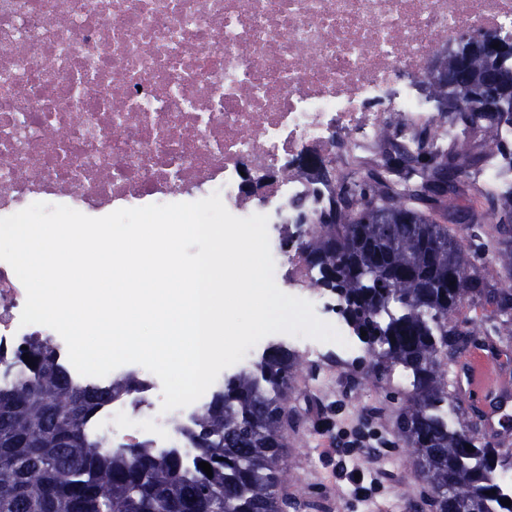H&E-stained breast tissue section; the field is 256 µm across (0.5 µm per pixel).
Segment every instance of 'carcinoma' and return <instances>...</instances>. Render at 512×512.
Listing matches in <instances>:
<instances>
[{
    "label": "carcinoma",
    "mask_w": 512,
    "mask_h": 512,
    "mask_svg": "<svg viewBox=\"0 0 512 512\" xmlns=\"http://www.w3.org/2000/svg\"><path fill=\"white\" fill-rule=\"evenodd\" d=\"M493 57L483 51L446 54L441 64L455 73L448 88L429 83L434 98L466 124L469 113L502 90L484 81ZM492 137L471 152L462 142L441 154L390 152L384 163H360L342 184L361 211H346L322 224L305 242L320 277L310 287L329 290L339 312L366 345L368 373L400 365L412 375L403 397L400 433L415 476L434 493L436 512H512L501 504L497 448L477 444L463 416L450 422L443 404L448 359L465 346L448 324L467 298L492 307L495 335H512V185L496 195L471 180L493 162L512 170V151L498 131L512 129V112L487 115ZM470 206H457L461 196ZM492 228L474 231V252L495 254L491 267L471 262L455 234L436 217ZM366 336H361V331ZM25 374L0 387V512H284L279 494L288 472L279 466L286 438L282 418L301 356L271 343L258 361L224 379L210 402L178 429L194 448L192 465L176 450L159 454L142 441L112 449L90 435L87 424L117 396H134L139 378L126 375L106 387L75 381L57 359L55 345L37 340ZM471 448H465V445ZM210 464L209 477L198 463Z\"/></svg>",
    "instance_id": "1"
}]
</instances>
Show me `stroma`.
I'll use <instances>...</instances> for the list:
<instances>
[{
  "label": "stroma",
  "instance_id": "35a3bbf8",
  "mask_svg": "<svg viewBox=\"0 0 512 512\" xmlns=\"http://www.w3.org/2000/svg\"><path fill=\"white\" fill-rule=\"evenodd\" d=\"M452 321L470 333L461 355L448 363L449 372L463 377L475 353L491 358L501 380L498 394L484 397L458 390L457 401L474 424L478 443L512 454V426H503L497 413L512 412V339L494 336L479 304H462ZM365 346L342 366L302 360L288 394L292 415L285 427L284 467L288 481L283 491L294 506L291 512H409L430 489L413 474L398 433L401 398L410 381L401 366L381 378L368 376ZM365 454L359 477H351V458ZM383 480L374 483L373 470Z\"/></svg>",
  "mask_w": 512,
  "mask_h": 512
}]
</instances>
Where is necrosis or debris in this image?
Wrapping results in <instances>:
<instances>
[{"mask_svg":"<svg viewBox=\"0 0 512 512\" xmlns=\"http://www.w3.org/2000/svg\"><path fill=\"white\" fill-rule=\"evenodd\" d=\"M481 27L512 37V0H0V217L35 202L90 217L220 193L237 217L267 216L274 279L342 334L338 300L310 289L300 213L328 207L337 180L389 146L438 149L464 130L431 111L424 62ZM328 157L335 180L298 167ZM276 172L242 193L243 170ZM26 291L0 261V385L23 373L15 351L43 325H21ZM90 432L121 446L194 451L176 434L201 402L162 412L145 373Z\"/></svg>","mask_w":512,"mask_h":512,"instance_id":"obj_1","label":"necrosis or debris"}]
</instances>
